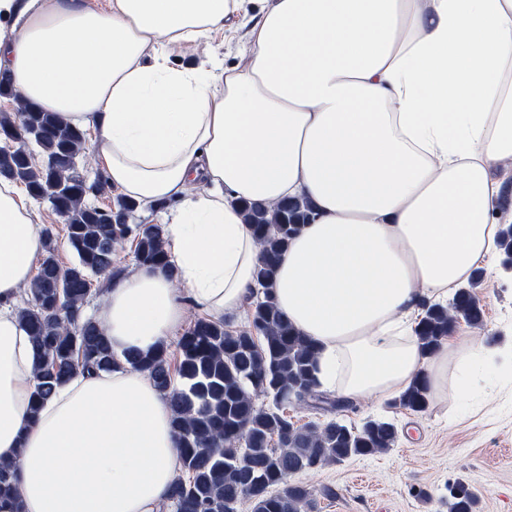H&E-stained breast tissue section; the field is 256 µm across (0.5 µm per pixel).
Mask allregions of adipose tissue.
<instances>
[{
    "mask_svg": "<svg viewBox=\"0 0 512 512\" xmlns=\"http://www.w3.org/2000/svg\"><path fill=\"white\" fill-rule=\"evenodd\" d=\"M239 15L242 62L189 67ZM0 70L79 129L110 183L163 224L166 271L131 265L98 315L115 355L147 352L188 306L240 315L260 259L240 200H309L273 293L319 348L322 388L401 395L419 374L458 396L495 356L424 357L422 300L490 267L512 158V0H0ZM29 199L0 181V460L23 512H160L176 477L168 400L147 374L74 371L31 414L37 353L18 314L42 254Z\"/></svg>",
    "mask_w": 512,
    "mask_h": 512,
    "instance_id": "obj_1",
    "label": "adipose tissue"
}]
</instances>
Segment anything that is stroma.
<instances>
[{
    "label": "stroma",
    "mask_w": 512,
    "mask_h": 512,
    "mask_svg": "<svg viewBox=\"0 0 512 512\" xmlns=\"http://www.w3.org/2000/svg\"><path fill=\"white\" fill-rule=\"evenodd\" d=\"M248 30L244 20L232 16L208 43H180L170 53L191 66L214 58L233 65L241 60ZM476 292L485 321L479 327L458 321L449 346L481 344L504 356L475 379L469 398L459 399L451 389L433 392L421 413L397 399L374 397L333 413L289 408L300 425L336 419L358 428L368 419L385 418L398 429L396 444L386 452L296 474V482L312 494L314 512H448V488L458 482L478 491L477 512H512V280L486 274Z\"/></svg>",
    "instance_id": "1"
}]
</instances>
